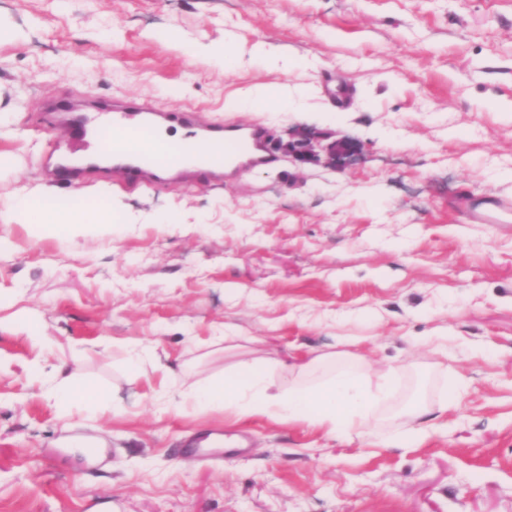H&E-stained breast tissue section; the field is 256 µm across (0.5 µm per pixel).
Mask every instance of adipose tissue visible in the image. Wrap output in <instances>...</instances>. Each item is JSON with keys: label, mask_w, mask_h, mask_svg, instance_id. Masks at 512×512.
I'll return each mask as SVG.
<instances>
[{"label": "adipose tissue", "mask_w": 512, "mask_h": 512, "mask_svg": "<svg viewBox=\"0 0 512 512\" xmlns=\"http://www.w3.org/2000/svg\"><path fill=\"white\" fill-rule=\"evenodd\" d=\"M44 192L36 188L14 197L6 206L7 216L31 229L35 239L58 235L85 238L111 232V212L60 206L44 209ZM314 359L295 358L293 363L241 360L223 376L202 384L183 385L175 376L161 383L172 400L174 414L203 408L224 409L238 419L263 417L277 423H303L328 434L366 435V416L388 394L402 374L396 366L383 383L369 386L354 371L340 370L318 382L307 381ZM51 398L69 406L92 408L96 387L78 372L62 374Z\"/></svg>", "instance_id": "obj_1"}]
</instances>
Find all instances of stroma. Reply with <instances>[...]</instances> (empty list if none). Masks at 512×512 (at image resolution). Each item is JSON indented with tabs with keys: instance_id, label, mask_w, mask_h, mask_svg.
Segmentation results:
<instances>
[{
	"instance_id": "stroma-1",
	"label": "stroma",
	"mask_w": 512,
	"mask_h": 512,
	"mask_svg": "<svg viewBox=\"0 0 512 512\" xmlns=\"http://www.w3.org/2000/svg\"><path fill=\"white\" fill-rule=\"evenodd\" d=\"M0 29V195L42 186L47 205L109 207L116 224L39 242L0 217V512H512V222L469 214L512 201V0H0ZM223 39L233 60L204 53ZM260 42L291 68L252 56ZM256 84L304 94L228 111ZM130 98L260 121L278 161L221 184L105 174L108 196L55 175L74 155L59 106ZM299 126L362 153L299 162ZM439 331L444 354L427 344ZM126 342L194 380L296 349L326 356L315 380L340 363L373 381L405 370L371 438L329 437L174 415ZM64 363L106 421L46 397ZM459 381L447 422L391 447L410 407Z\"/></svg>"
}]
</instances>
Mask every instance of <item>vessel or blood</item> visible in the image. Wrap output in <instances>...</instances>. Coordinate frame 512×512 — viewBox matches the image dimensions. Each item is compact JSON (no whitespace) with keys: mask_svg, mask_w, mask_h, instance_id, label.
<instances>
[{"mask_svg":"<svg viewBox=\"0 0 512 512\" xmlns=\"http://www.w3.org/2000/svg\"><path fill=\"white\" fill-rule=\"evenodd\" d=\"M196 118V112L190 110H150L138 100L128 99L113 105L111 119L103 122L96 133H89L86 123L75 122L65 127L62 134L76 153L84 154L87 170L95 168L96 154L85 151L92 141L96 153L111 155L116 179L143 185L174 177L220 179L229 165L259 168L275 163L264 124H216L200 133L196 130ZM173 122L192 131V142L171 146L160 141L151 150L137 146L140 134L160 133L162 127Z\"/></svg>","mask_w":512,"mask_h":512,"instance_id":"b4317fda","label":"vessel or blood"}]
</instances>
